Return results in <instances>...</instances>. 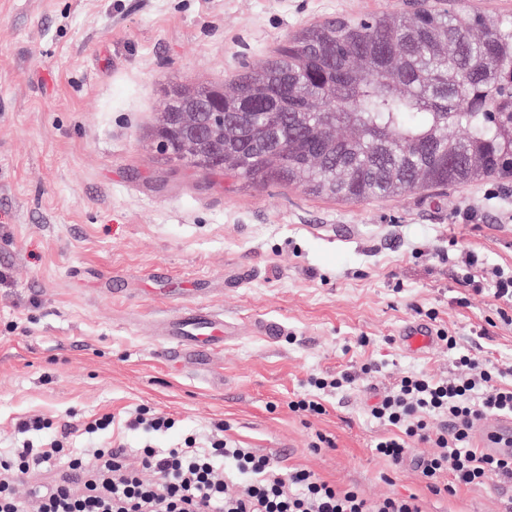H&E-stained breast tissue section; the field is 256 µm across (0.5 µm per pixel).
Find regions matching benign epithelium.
Returning a JSON list of instances; mask_svg holds the SVG:
<instances>
[{
    "label": "benign epithelium",
    "mask_w": 512,
    "mask_h": 512,
    "mask_svg": "<svg viewBox=\"0 0 512 512\" xmlns=\"http://www.w3.org/2000/svg\"><path fill=\"white\" fill-rule=\"evenodd\" d=\"M191 97L211 108L206 122H200L194 110L166 112L156 133L158 145L166 152L176 146L181 156L201 169H222L224 140L240 137L237 128L224 124V88L215 87L205 95L193 93Z\"/></svg>",
    "instance_id": "1"
}]
</instances>
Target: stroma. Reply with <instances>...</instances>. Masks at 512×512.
<instances>
[{"label": "stroma", "instance_id": "35a3bbf8", "mask_svg": "<svg viewBox=\"0 0 512 512\" xmlns=\"http://www.w3.org/2000/svg\"><path fill=\"white\" fill-rule=\"evenodd\" d=\"M413 3L0 0V447L29 416L123 419L146 405L176 425L149 441L114 430L135 468L144 443L203 440L221 421L240 447L371 499L512 512L510 484L438 498L411 462L390 468L367 414L402 373L451 372L443 342L412 352L399 339L431 312L464 350L512 367L497 301L451 277L463 248L484 277L512 269V176L351 203L203 172L155 137L174 90L230 86L308 25ZM187 295L236 333L177 367L160 322ZM343 370L357 379L321 393L323 414L289 409L310 375ZM320 434L333 447L314 449Z\"/></svg>", "mask_w": 512, "mask_h": 512}]
</instances>
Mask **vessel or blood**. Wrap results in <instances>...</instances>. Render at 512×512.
<instances>
[{
  "label": "vessel or blood",
  "mask_w": 512,
  "mask_h": 512,
  "mask_svg": "<svg viewBox=\"0 0 512 512\" xmlns=\"http://www.w3.org/2000/svg\"><path fill=\"white\" fill-rule=\"evenodd\" d=\"M227 329L224 319L207 310L203 305H183L167 324L168 359L202 355L223 346ZM402 343L412 351L429 347L433 331L428 324L414 323L401 332ZM475 439L485 454L507 456L512 454V415H494L480 420L473 429Z\"/></svg>",
  "instance_id": "obj_1"
}]
</instances>
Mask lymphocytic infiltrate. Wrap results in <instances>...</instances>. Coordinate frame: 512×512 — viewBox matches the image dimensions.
Instances as JSON below:
<instances>
[{"instance_id":"f902f5d3","label":"lymphocytic infiltrate","mask_w":512,"mask_h":512,"mask_svg":"<svg viewBox=\"0 0 512 512\" xmlns=\"http://www.w3.org/2000/svg\"><path fill=\"white\" fill-rule=\"evenodd\" d=\"M437 335L454 357L453 373L436 378L413 371L391 384L370 409L388 430L376 441V454L398 467L412 442L431 444L432 454L419 458L417 469L435 496L488 479L512 481V456H490L472 444L478 420L512 413V382L504 381L498 365L464 352L455 332L441 328ZM112 425L108 413L61 425L38 416L20 420L21 446L0 450V512H27L14 485L62 460L79 479L32 485L37 512H425L416 495L370 499L306 469L283 471L271 456L228 444L220 422L203 446L193 436L177 448L144 445L137 470L127 463L125 448L71 447L75 434L92 439ZM144 469L154 481L141 479Z\"/></svg>"}]
</instances>
